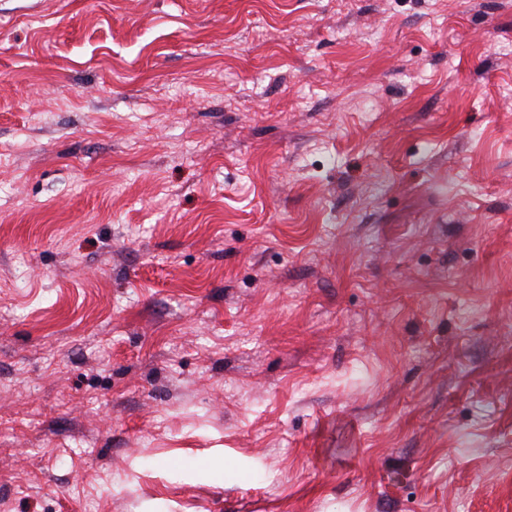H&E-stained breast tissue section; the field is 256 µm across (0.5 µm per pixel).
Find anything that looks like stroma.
<instances>
[{
  "label": "stroma",
  "instance_id": "obj_1",
  "mask_svg": "<svg viewBox=\"0 0 512 512\" xmlns=\"http://www.w3.org/2000/svg\"><path fill=\"white\" fill-rule=\"evenodd\" d=\"M0 507L512 512V0H0Z\"/></svg>",
  "mask_w": 512,
  "mask_h": 512
}]
</instances>
